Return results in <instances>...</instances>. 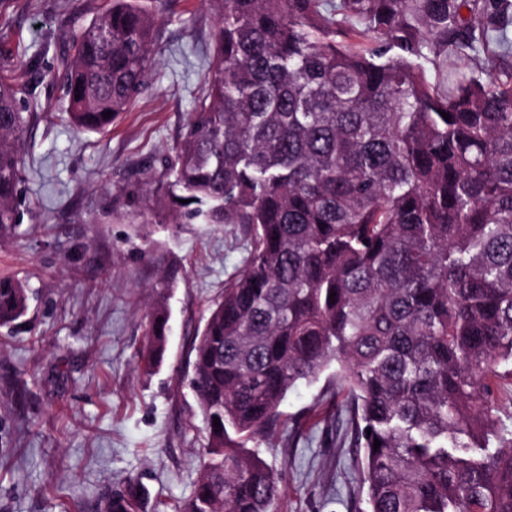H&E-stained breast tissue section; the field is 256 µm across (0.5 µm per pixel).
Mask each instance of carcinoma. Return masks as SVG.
I'll return each instance as SVG.
<instances>
[{"label":"carcinoma","mask_w":512,"mask_h":512,"mask_svg":"<svg viewBox=\"0 0 512 512\" xmlns=\"http://www.w3.org/2000/svg\"><path fill=\"white\" fill-rule=\"evenodd\" d=\"M210 2L195 111L164 170L145 167L169 223L243 224L249 240L191 344L207 458L181 512H275L278 480L248 444L333 365L367 512H512V430L488 384L512 376V70L484 68L512 55V0ZM157 14L110 0L44 67L73 127L106 133L142 93ZM353 20L374 48L337 40ZM44 109L0 75V233L20 223ZM27 309L0 277V326ZM168 323L152 310L147 368ZM111 499L141 507L132 481Z\"/></svg>","instance_id":"1"}]
</instances>
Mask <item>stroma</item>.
<instances>
[{"mask_svg": "<svg viewBox=\"0 0 512 512\" xmlns=\"http://www.w3.org/2000/svg\"><path fill=\"white\" fill-rule=\"evenodd\" d=\"M106 0H9L0 66L47 107L25 142L22 219L0 237V275L32 293L0 328V512H105L135 477L142 512H178L206 452L197 399L182 374L189 344L224 283L242 267L241 224L143 219L139 187L185 132L211 64L210 0H162L156 73L106 134L73 131L59 87L31 57H55ZM170 312L162 365L146 371L148 312ZM336 382L299 383L260 455L278 475L279 512H364L356 449L337 445Z\"/></svg>", "mask_w": 512, "mask_h": 512, "instance_id": "35a3bbf8", "label": "stroma"}]
</instances>
